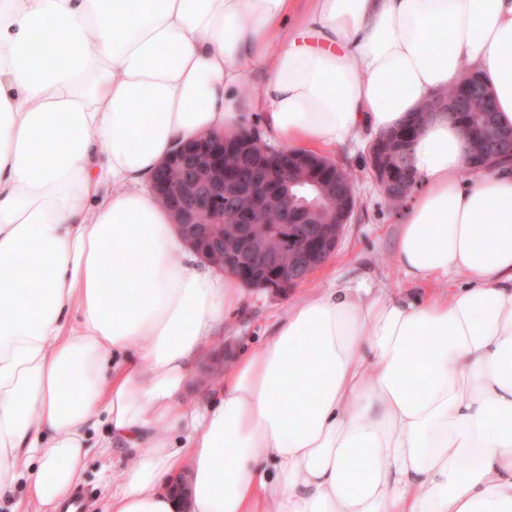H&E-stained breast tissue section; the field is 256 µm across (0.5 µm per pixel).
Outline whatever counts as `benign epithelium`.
Here are the masks:
<instances>
[{
    "instance_id": "obj_1",
    "label": "benign epithelium",
    "mask_w": 512,
    "mask_h": 512,
    "mask_svg": "<svg viewBox=\"0 0 512 512\" xmlns=\"http://www.w3.org/2000/svg\"><path fill=\"white\" fill-rule=\"evenodd\" d=\"M475 85L461 84L462 92L453 98L440 93L427 102L423 119L427 120L440 112L451 119L470 111V98ZM482 145L478 152L484 162L497 160L502 151L512 149V133L482 130L476 134ZM245 154L253 161L266 165L273 190L261 201L276 205L288 202L290 187L288 173L303 170L310 175L309 185L324 198L341 200L338 220L318 228L310 237L307 229H285L288 249L293 261L283 266L276 255L268 252L262 244L243 230L239 219L247 213L239 195L224 191V136L209 134L183 146L165 160L155 174L152 191L169 210L173 223L187 245L206 263L222 271L227 269L237 277L259 267L268 271V278L252 288L283 290L300 281L303 271L313 272L321 267L335 252L346 224L357 203L356 186L336 166L323 160L318 154L301 150L294 151L290 159L282 164L274 161V149L267 145L254 131L240 134ZM408 137L391 131L376 138L368 147L370 171L383 195H393V155L407 150ZM232 225V238L224 242V225ZM229 252H224V248Z\"/></svg>"
}]
</instances>
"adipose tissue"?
<instances>
[{"label": "adipose tissue", "mask_w": 512, "mask_h": 512, "mask_svg": "<svg viewBox=\"0 0 512 512\" xmlns=\"http://www.w3.org/2000/svg\"><path fill=\"white\" fill-rule=\"evenodd\" d=\"M465 61L512 130V0H0V494L58 512L100 428L136 452L105 512H512V164L460 180L457 127L427 122L395 253L466 285L324 289L201 410L181 393L241 283L151 188L206 134L373 140Z\"/></svg>", "instance_id": "ef3b65f1"}]
</instances>
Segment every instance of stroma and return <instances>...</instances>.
<instances>
[{
    "mask_svg": "<svg viewBox=\"0 0 512 512\" xmlns=\"http://www.w3.org/2000/svg\"><path fill=\"white\" fill-rule=\"evenodd\" d=\"M366 147L352 145L331 155L353 178L357 207L332 257L306 281L284 292L244 287L239 307L224 318L211 340L193 359L194 369L183 400L187 407L202 408L215 397L224 372L234 357L266 340L289 306L305 301L330 286H362L384 296L424 294L427 285L401 270L394 243L399 233L398 211L392 208L372 178L366 164ZM128 448L92 449L81 484L94 493L90 512H102L107 486L119 482L131 464Z\"/></svg>",
    "mask_w": 512,
    "mask_h": 512,
    "instance_id": "obj_1",
    "label": "stroma"
}]
</instances>
